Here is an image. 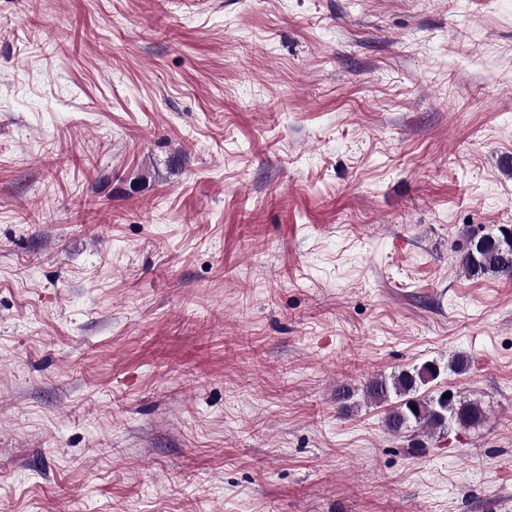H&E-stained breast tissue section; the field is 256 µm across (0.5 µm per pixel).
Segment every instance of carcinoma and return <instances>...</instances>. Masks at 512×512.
I'll use <instances>...</instances> for the list:
<instances>
[{
	"instance_id": "carcinoma-1",
	"label": "carcinoma",
	"mask_w": 512,
	"mask_h": 512,
	"mask_svg": "<svg viewBox=\"0 0 512 512\" xmlns=\"http://www.w3.org/2000/svg\"><path fill=\"white\" fill-rule=\"evenodd\" d=\"M505 230L497 234H484L470 243L467 252L460 258V266L474 277L492 272L512 277V244L505 245ZM440 374L439 367L426 364L420 368L402 370L390 378L379 377L367 381L363 395L373 402H384L396 397L397 402L385 415L384 423L393 434L413 432L431 438L448 430L455 424L462 428L481 424L486 409L477 399L465 397L455 402L442 396L422 398L418 392L422 385L435 380ZM417 410H412V407Z\"/></svg>"
}]
</instances>
